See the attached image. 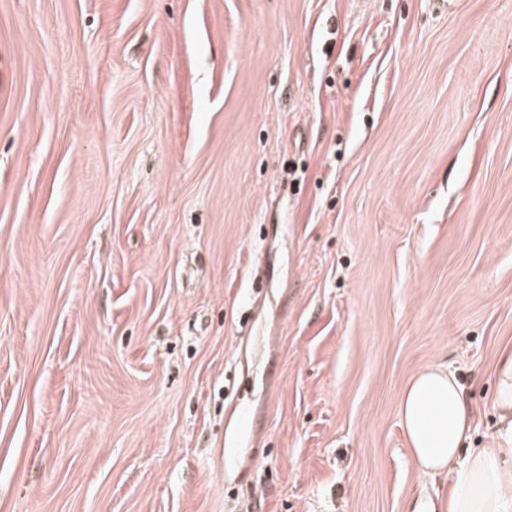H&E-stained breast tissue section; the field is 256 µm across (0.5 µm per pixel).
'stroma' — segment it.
I'll return each instance as SVG.
<instances>
[{
    "label": "stroma",
    "instance_id": "stroma-1",
    "mask_svg": "<svg viewBox=\"0 0 512 512\" xmlns=\"http://www.w3.org/2000/svg\"><path fill=\"white\" fill-rule=\"evenodd\" d=\"M0 512H446L399 408L512 349V0H0Z\"/></svg>",
    "mask_w": 512,
    "mask_h": 512
}]
</instances>
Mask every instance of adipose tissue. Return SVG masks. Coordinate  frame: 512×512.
Listing matches in <instances>:
<instances>
[{
    "instance_id": "1",
    "label": "adipose tissue",
    "mask_w": 512,
    "mask_h": 512,
    "mask_svg": "<svg viewBox=\"0 0 512 512\" xmlns=\"http://www.w3.org/2000/svg\"><path fill=\"white\" fill-rule=\"evenodd\" d=\"M500 428L485 447L461 456L473 412L463 388L441 365L409 384L399 415L415 465L428 475L455 476L448 512H512V351L497 371Z\"/></svg>"
}]
</instances>
